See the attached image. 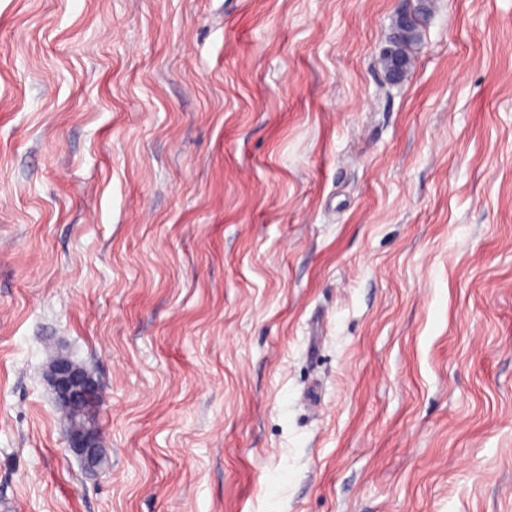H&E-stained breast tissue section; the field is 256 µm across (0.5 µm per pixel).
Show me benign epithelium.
<instances>
[{"label": "benign epithelium", "instance_id": "benign-epithelium-1", "mask_svg": "<svg viewBox=\"0 0 512 512\" xmlns=\"http://www.w3.org/2000/svg\"><path fill=\"white\" fill-rule=\"evenodd\" d=\"M46 376L67 419L65 439L69 449L85 467H99L103 457L97 419L81 411L86 396L96 389L92 377L62 354L50 364Z\"/></svg>", "mask_w": 512, "mask_h": 512}]
</instances>
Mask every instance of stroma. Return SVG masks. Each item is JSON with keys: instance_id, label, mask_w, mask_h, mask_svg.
<instances>
[{"instance_id": "1", "label": "stroma", "mask_w": 512, "mask_h": 512, "mask_svg": "<svg viewBox=\"0 0 512 512\" xmlns=\"http://www.w3.org/2000/svg\"><path fill=\"white\" fill-rule=\"evenodd\" d=\"M416 4L0 0V512H512V0ZM46 376L67 419L65 439L69 449L86 468L99 467L103 457L97 419L81 411L86 396L96 389L92 377L62 354L50 364Z\"/></svg>"}]
</instances>
